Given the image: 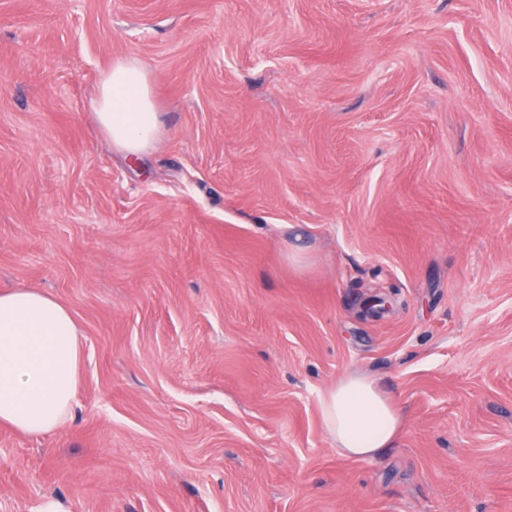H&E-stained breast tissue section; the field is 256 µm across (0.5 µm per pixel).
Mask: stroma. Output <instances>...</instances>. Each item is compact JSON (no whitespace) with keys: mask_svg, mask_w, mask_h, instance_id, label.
<instances>
[{"mask_svg":"<svg viewBox=\"0 0 512 512\" xmlns=\"http://www.w3.org/2000/svg\"><path fill=\"white\" fill-rule=\"evenodd\" d=\"M129 56L137 162L94 116ZM19 287L83 359L56 433L0 426V512H512V0H0ZM351 372L403 414L360 461ZM95 115L112 145L123 153L140 155L154 142L160 119L142 65L136 59L117 60L103 73ZM324 427L337 453L367 459L388 448L402 427V416L378 381L367 374L345 375L321 397Z\"/></svg>","mask_w":512,"mask_h":512,"instance_id":"stroma-1","label":"stroma"}]
</instances>
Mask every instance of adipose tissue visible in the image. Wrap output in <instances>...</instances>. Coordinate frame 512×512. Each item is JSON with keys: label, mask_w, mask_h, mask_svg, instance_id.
Returning a JSON list of instances; mask_svg holds the SVG:
<instances>
[{"label": "adipose tissue", "mask_w": 512, "mask_h": 512, "mask_svg": "<svg viewBox=\"0 0 512 512\" xmlns=\"http://www.w3.org/2000/svg\"><path fill=\"white\" fill-rule=\"evenodd\" d=\"M95 115L121 152L135 156L152 145L160 119L137 60H118L103 73ZM81 364L79 328L66 306L39 290L0 289V425L31 436L57 431L70 417ZM321 413L348 459L375 456L402 427L396 405L367 374L341 378L322 396Z\"/></svg>", "instance_id": "adipose-tissue-1"}]
</instances>
